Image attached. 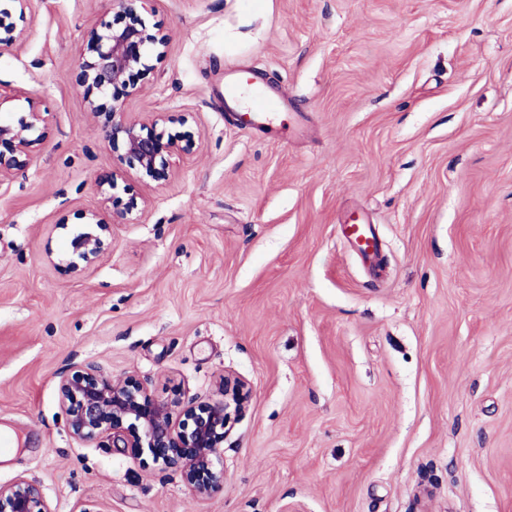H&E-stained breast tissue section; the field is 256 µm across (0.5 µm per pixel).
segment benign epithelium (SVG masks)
Returning <instances> with one entry per match:
<instances>
[{"label": "benign epithelium", "instance_id": "obj_1", "mask_svg": "<svg viewBox=\"0 0 512 512\" xmlns=\"http://www.w3.org/2000/svg\"><path fill=\"white\" fill-rule=\"evenodd\" d=\"M12 9L0 8V49L20 42L25 30L5 22L11 11L24 19L31 0H8ZM119 22L100 23L84 34L75 86L88 99L93 122L105 132L116 154L109 171L95 177L101 204L84 213L93 230L73 237L60 258L71 273L82 274L112 245L113 227L135 220L148 205V198L131 193L123 207L113 210L115 191L125 181L127 170L135 171L149 186L172 175L171 157L191 154L197 148L191 137L166 131V124L188 121L165 112H155L146 121H133L123 111V100L139 93L129 83L130 75L147 77L153 71L150 59L161 57L170 36L160 26L146 24V0H110ZM48 119L41 112L19 118L0 113V183L25 169L33 143L46 137ZM224 400L197 403L192 400L159 399L135 376L114 380L94 366H76L59 381V403L69 433L81 443H92L108 434L122 442L134 457L148 453L152 462L180 473L197 498H206L223 486L220 444L246 403L248 384L240 378H224ZM0 512H54L40 486L20 477L0 485Z\"/></svg>", "mask_w": 512, "mask_h": 512}]
</instances>
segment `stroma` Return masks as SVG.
<instances>
[{
    "label": "stroma",
    "mask_w": 512,
    "mask_h": 512,
    "mask_svg": "<svg viewBox=\"0 0 512 512\" xmlns=\"http://www.w3.org/2000/svg\"><path fill=\"white\" fill-rule=\"evenodd\" d=\"M110 0H32L0 110L49 115L0 184V484L55 512H512V0H150L171 40L129 119L192 113L172 176L82 275L50 262L112 166L75 88ZM256 71L287 108L224 110ZM373 224L369 268L343 239ZM92 365L158 398L250 395L224 487L69 434L58 381ZM249 71L240 70L238 76L230 78L224 82V98L225 101H237L242 87L246 84L252 86V96L250 107L247 112H228L230 119H245V124L262 126L268 120L269 112L274 108V101L263 90L257 86L251 77L247 74ZM253 85H251V84Z\"/></svg>",
    "instance_id": "obj_1"
}]
</instances>
